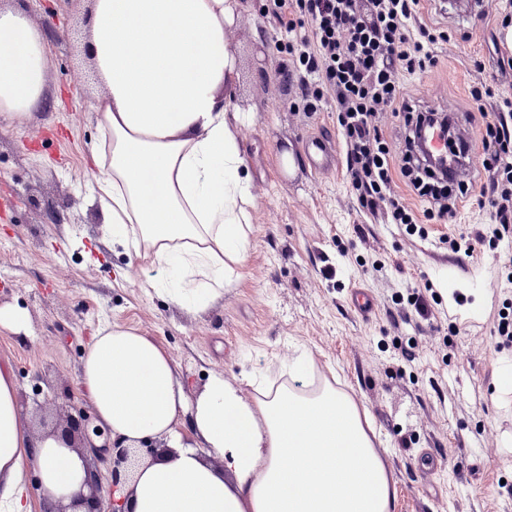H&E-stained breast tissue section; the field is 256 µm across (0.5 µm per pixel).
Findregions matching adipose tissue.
Masks as SVG:
<instances>
[{
  "label": "adipose tissue",
  "mask_w": 512,
  "mask_h": 512,
  "mask_svg": "<svg viewBox=\"0 0 512 512\" xmlns=\"http://www.w3.org/2000/svg\"><path fill=\"white\" fill-rule=\"evenodd\" d=\"M239 13V0H89L87 54L104 86L91 105L93 199L113 243L162 268L149 288L182 307L206 308L249 243L253 178L235 133L249 117L229 113L227 94ZM47 61L25 8L0 7V121L39 108ZM288 375L248 395L215 374L190 400L160 343L114 325L95 337L79 389L109 439L166 444L126 489L133 512H391L388 451L354 397L315 381L308 352ZM28 462L47 507L87 489L82 452L31 433L0 370V512H31Z\"/></svg>",
  "instance_id": "ef3b65f1"
}]
</instances>
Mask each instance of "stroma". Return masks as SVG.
I'll list each match as a JSON object with an SVG mask.
<instances>
[{"mask_svg":"<svg viewBox=\"0 0 512 512\" xmlns=\"http://www.w3.org/2000/svg\"><path fill=\"white\" fill-rule=\"evenodd\" d=\"M0 1L23 4L49 50L41 107L0 124V306L27 317L25 331L0 326V368L17 385L29 427L62 413L60 403L36 393L37 376L82 404L83 359L106 325L135 327L163 344L190 397L214 374L242 385L251 376L280 383L282 364L304 348L389 438L393 512H512V392L502 390L512 346L497 348L488 319L504 297L507 271L485 247L464 255L439 243L448 233L474 236L490 223L489 208L476 196L461 198L454 223L427 224L421 240L360 213L344 169L314 175L303 158L294 179L281 177L282 149L298 152L308 138L335 135L336 116L293 111L295 97L278 74L286 56L263 0H242L230 33L239 78L229 109L253 115L238 131L256 197L249 244L219 297L203 310L181 307L147 288L158 269L105 236L90 197V149L100 138L91 103L101 87L85 55L84 0ZM506 5L487 0L476 18L425 14L458 41L436 66L407 76L406 93L466 116L470 86L502 92L494 18ZM463 32L468 40H460ZM376 260L382 270L373 269ZM330 265L337 274L328 279ZM444 272L450 278L441 295L458 332L421 319L393 329L391 295ZM354 287L376 300L370 319L351 308ZM412 343L419 350L410 362L402 351ZM488 430L498 435V455L477 446ZM426 449L435 458L428 474L419 464Z\"/></svg>","mask_w":512,"mask_h":512,"instance_id":"35a3bbf8","label":"stroma"}]
</instances>
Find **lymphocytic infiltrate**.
Returning <instances> with one entry per match:
<instances>
[{"mask_svg": "<svg viewBox=\"0 0 512 512\" xmlns=\"http://www.w3.org/2000/svg\"><path fill=\"white\" fill-rule=\"evenodd\" d=\"M423 0H265V17L278 23L279 49L288 61L279 75L303 111L336 115L342 164L350 193L360 209L385 224L404 226L408 234L427 238L428 221H452L458 194L468 184L448 187L445 161L472 160L473 147L461 140L447 111L423 107L404 90V76L426 71L447 55L451 36L428 26ZM491 90L470 88L481 111L482 166L488 182L481 186L493 211L474 240L442 236L453 252H472L474 243L497 249L512 242V99L501 98L495 112L483 109ZM402 114L405 149L394 155L385 129L386 112ZM446 135L448 155H429L420 142L423 127Z\"/></svg>", "mask_w": 512, "mask_h": 512, "instance_id": "1", "label": "lymphocytic infiltrate"}]
</instances>
